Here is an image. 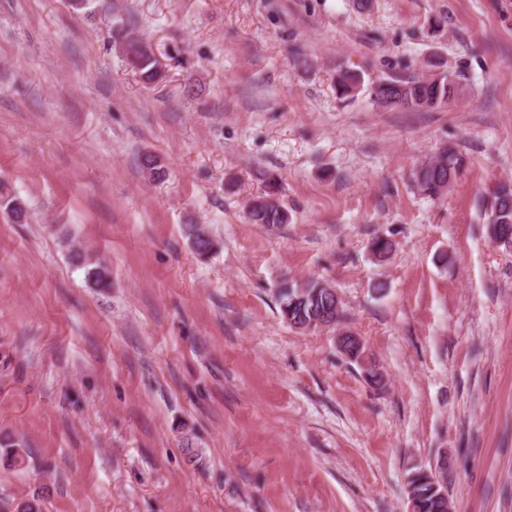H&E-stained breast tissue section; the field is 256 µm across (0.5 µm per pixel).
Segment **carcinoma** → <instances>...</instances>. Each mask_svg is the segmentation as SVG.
Listing matches in <instances>:
<instances>
[{
  "label": "carcinoma",
  "instance_id": "carcinoma-1",
  "mask_svg": "<svg viewBox=\"0 0 512 512\" xmlns=\"http://www.w3.org/2000/svg\"><path fill=\"white\" fill-rule=\"evenodd\" d=\"M113 43L125 59L127 66L139 74L146 83L159 78L160 68L149 44L136 34L134 25L128 19L119 17L113 28ZM459 82L451 75H432L430 77L382 78L369 86V94L374 102L383 107L399 108L410 112H421L448 103L457 92ZM364 89L361 74L350 70H341L336 75L335 93L340 100L354 98ZM467 163L465 155L453 147L441 148L435 157L421 165L414 172L417 190L430 198L447 193ZM0 203L10 218L21 224L28 218L25 203L10 192L0 193ZM482 210L489 224L490 238L506 247L512 246V184L498 183L482 204ZM247 218L252 224H261L268 228H277L288 223L287 207L278 196L273 183L267 190L253 197L247 205ZM188 239L193 252L206 257L217 248V242L202 227L191 224L188 227ZM395 250V243L382 236L375 237L370 243V252L380 260ZM70 259L85 269L86 280L93 288H110L109 267L92 260L88 254L78 248L70 249ZM278 304L282 319L291 327L305 331L319 327V322L332 320L336 323L342 318V300L332 285L310 280L305 283L281 284L278 290ZM341 352L362 367L368 380L382 384V374L368 360L366 346L362 339L352 333L342 340ZM0 447L5 459L20 466L24 463L26 449L9 437L0 436ZM441 471L414 467L408 475L409 502L413 512H449L448 495L443 486ZM0 512H44L43 497L33 495L19 501L0 498Z\"/></svg>",
  "mask_w": 512,
  "mask_h": 512
}]
</instances>
